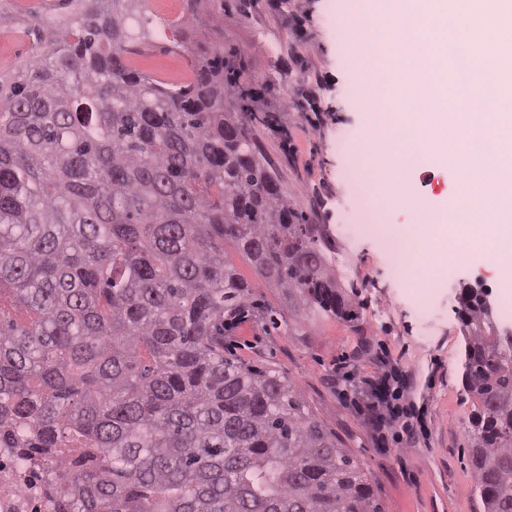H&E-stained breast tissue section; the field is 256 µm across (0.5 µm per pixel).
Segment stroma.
<instances>
[{"instance_id":"35a3bbf8","label":"stroma","mask_w":512,"mask_h":512,"mask_svg":"<svg viewBox=\"0 0 512 512\" xmlns=\"http://www.w3.org/2000/svg\"><path fill=\"white\" fill-rule=\"evenodd\" d=\"M346 0H143L137 19L145 36L131 57L152 77L183 86L211 51L244 60L235 95L226 103L261 115L252 130L261 162L275 173L304 223L323 225L332 253H349L350 276L340 278L354 319L314 316L254 272L232 242L224 253L249 284L255 303L244 322L224 334V351L244 364L279 372L300 390L308 411L357 460L383 512H483L468 459L469 417L475 398L462 381L463 288L484 277L501 303L493 268L472 257L449 266L422 316L410 289L371 239L344 240L338 225L354 221L359 187L345 178L349 140L393 166L389 143L368 140L358 73L344 49ZM66 0H0V75L35 55L24 29L29 14L45 29L65 25ZM320 117L318 128L309 121ZM466 170L424 161L400 174L415 189L405 208L378 210V223L407 238L418 203L441 207ZM384 355L407 379L402 402L422 419L426 435L406 449L382 446L358 403L367 401Z\"/></svg>"}]
</instances>
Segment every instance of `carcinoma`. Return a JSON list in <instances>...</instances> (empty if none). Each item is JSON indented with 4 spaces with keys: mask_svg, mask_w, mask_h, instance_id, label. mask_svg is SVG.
<instances>
[{
    "mask_svg": "<svg viewBox=\"0 0 512 512\" xmlns=\"http://www.w3.org/2000/svg\"><path fill=\"white\" fill-rule=\"evenodd\" d=\"M137 0H79L0 77V441L59 455L61 512H382L357 461L272 370L224 356L255 273L350 314L318 224H300L224 107V53L183 87L124 57ZM468 448L484 512H512V340L459 298Z\"/></svg>",
    "mask_w": 512,
    "mask_h": 512,
    "instance_id": "cac0c4a2",
    "label": "carcinoma"
}]
</instances>
